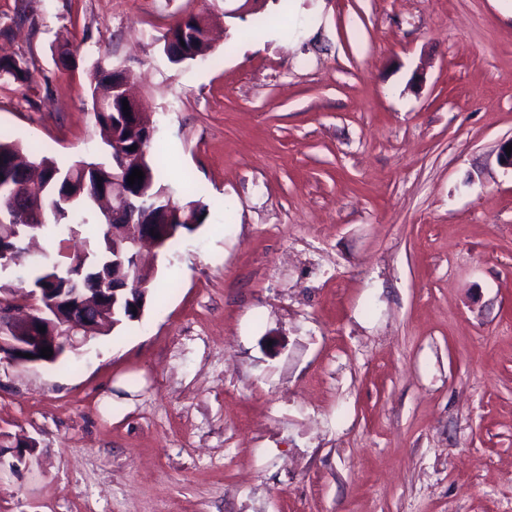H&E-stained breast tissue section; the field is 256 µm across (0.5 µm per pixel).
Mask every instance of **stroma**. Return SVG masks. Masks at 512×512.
I'll return each instance as SVG.
<instances>
[{"instance_id":"obj_1","label":"stroma","mask_w":512,"mask_h":512,"mask_svg":"<svg viewBox=\"0 0 512 512\" xmlns=\"http://www.w3.org/2000/svg\"><path fill=\"white\" fill-rule=\"evenodd\" d=\"M20 2L0 137L105 161L111 54L208 210L134 326L0 363V437L34 446L0 512H512V0ZM191 12L213 48L172 62ZM29 77V65L23 58L0 61V80L26 82Z\"/></svg>"}]
</instances>
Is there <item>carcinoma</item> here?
<instances>
[{
  "label": "carcinoma",
  "mask_w": 512,
  "mask_h": 512,
  "mask_svg": "<svg viewBox=\"0 0 512 512\" xmlns=\"http://www.w3.org/2000/svg\"><path fill=\"white\" fill-rule=\"evenodd\" d=\"M176 42L167 46L168 56L174 62L203 59L211 51V46L199 39L183 38L174 33ZM119 67L103 58L99 60L91 74V97L103 103V111L94 113L95 122L107 133L115 136V140L124 144L125 148L136 146L133 153L142 157L140 170L143 180L135 181L138 189H146L147 195L157 202L159 208L168 205L181 209L190 206L203 222L207 213V205L201 200H188L182 204L173 201L168 186L160 182V157H151L149 149L153 136L144 139L136 138L129 129V122L123 113L121 92L117 90L121 74ZM30 77L28 62L20 57L0 61V80L25 82ZM22 151V145L16 141L0 140V184H16L24 178V173L14 164V160ZM34 163L43 167L44 182L42 194L26 199L27 206L39 212L42 220L37 222V230L55 238L57 247L41 257L30 261L32 272L31 287L49 288L51 293H59L64 287L62 276L72 273L74 276L98 277L112 281V276L129 273V266L116 269L112 266V230L108 224L106 213L99 209L89 187L112 181V161L87 162L76 161L67 167H61L52 158L37 157ZM11 205L8 189L0 188V248L6 251L22 250L23 242L11 237L8 224V208ZM105 225L101 239L85 244L84 249L72 252L67 246L71 237L79 233V227L88 223L91 218Z\"/></svg>",
  "instance_id": "1"
}]
</instances>
